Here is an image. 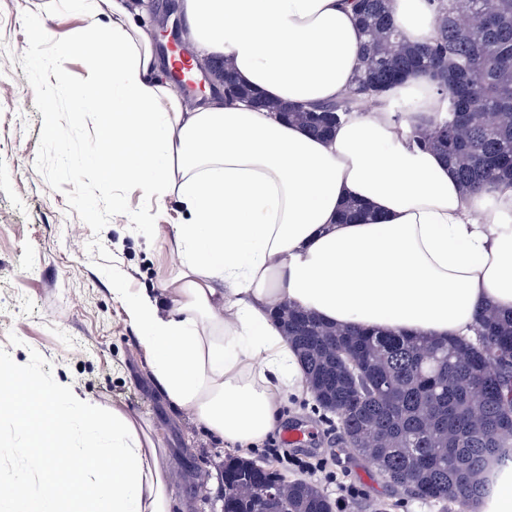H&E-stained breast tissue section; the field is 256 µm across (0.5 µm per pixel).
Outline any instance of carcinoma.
Returning <instances> with one entry per match:
<instances>
[{
  "label": "carcinoma",
  "mask_w": 512,
  "mask_h": 512,
  "mask_svg": "<svg viewBox=\"0 0 512 512\" xmlns=\"http://www.w3.org/2000/svg\"><path fill=\"white\" fill-rule=\"evenodd\" d=\"M433 29L420 42L398 26L392 0H355L363 31L355 86L313 107L263 99L231 78L224 95L282 114L326 137L338 117L379 98L411 75L432 82L442 109L406 111L410 141L441 155L466 196L512 184V0H428ZM274 316L303 365L316 402L340 420L344 442L377 465L395 490L475 512L512 468V311L484 308L472 340L442 342L386 330L325 323L286 302ZM224 512H264L279 489L283 512H331L327 495L304 480L235 457L224 463Z\"/></svg>",
  "instance_id": "carcinoma-1"
}]
</instances>
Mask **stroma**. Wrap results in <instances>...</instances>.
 I'll return each mask as SVG.
<instances>
[{"mask_svg":"<svg viewBox=\"0 0 512 512\" xmlns=\"http://www.w3.org/2000/svg\"><path fill=\"white\" fill-rule=\"evenodd\" d=\"M27 11L40 13L55 39L94 21L55 0H0V362L24 365L49 391L69 389L104 413L116 408L132 417L165 450L171 512H221V471L232 451L167 398L114 293H158L179 269L171 240L146 239L118 215L99 236L111 260L90 254L91 229L36 170L43 118L20 64ZM281 414L280 432H304L302 448L335 470L336 483L323 488L330 500L357 487L345 512H373L382 501L388 512H441L388 487L375 465L340 444L338 420L309 390L287 399ZM24 444L13 420L0 418V477L27 470Z\"/></svg>","mask_w":512,"mask_h":512,"instance_id":"obj_1","label":"stroma"}]
</instances>
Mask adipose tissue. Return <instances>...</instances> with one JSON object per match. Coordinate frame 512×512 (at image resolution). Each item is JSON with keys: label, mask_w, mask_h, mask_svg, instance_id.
I'll return each mask as SVG.
<instances>
[{"label": "adipose tissue", "mask_w": 512, "mask_h": 512, "mask_svg": "<svg viewBox=\"0 0 512 512\" xmlns=\"http://www.w3.org/2000/svg\"><path fill=\"white\" fill-rule=\"evenodd\" d=\"M112 24V68L96 106L103 142L121 133L146 155L91 147L96 167L135 183L156 202L176 197L185 221L155 225L181 261L160 296L117 295L169 400L243 451L277 424L279 403L304 372L273 304L322 320L445 340L470 338L482 307L512 310V185L463 197L435 153L409 143L399 104L438 107L427 77L387 91L372 112L343 119L330 137L245 102L187 106L159 76L136 0H69ZM395 17L424 39L427 0H394ZM181 18L202 53L224 57L238 81L290 105L349 90L363 38L350 0H181ZM369 216L343 224L347 200ZM0 407L27 439L23 450L42 494L0 479V512H170L164 451L120 411L49 394L24 367ZM81 437H72L74 424Z\"/></svg>", "instance_id": "ef3b65f1"}]
</instances>
